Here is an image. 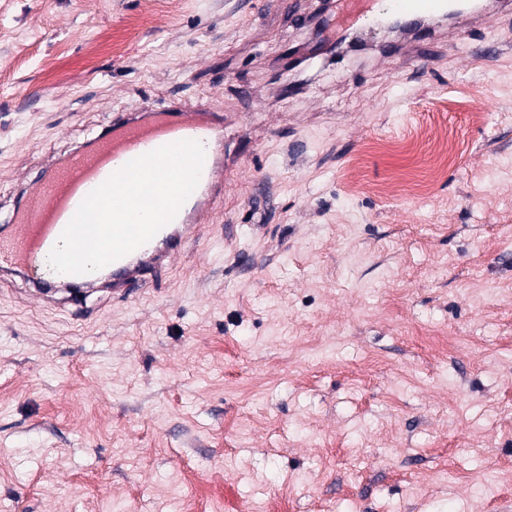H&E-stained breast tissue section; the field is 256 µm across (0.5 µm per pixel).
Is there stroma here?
I'll use <instances>...</instances> for the list:
<instances>
[{
	"label": "stroma",
	"instance_id": "obj_1",
	"mask_svg": "<svg viewBox=\"0 0 512 512\" xmlns=\"http://www.w3.org/2000/svg\"><path fill=\"white\" fill-rule=\"evenodd\" d=\"M335 9L0 0V225L119 112L231 161L143 292L8 278L0 512H512V12L289 70Z\"/></svg>",
	"mask_w": 512,
	"mask_h": 512
}]
</instances>
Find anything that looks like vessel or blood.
Instances as JSON below:
<instances>
[{"instance_id":"1","label":"vessel or blood","mask_w":512,"mask_h":512,"mask_svg":"<svg viewBox=\"0 0 512 512\" xmlns=\"http://www.w3.org/2000/svg\"><path fill=\"white\" fill-rule=\"evenodd\" d=\"M453 0H386L376 11L372 0H338L336 19L356 36L379 28L384 18H431L453 11ZM224 118L216 112H188L174 107L147 113H124L111 133L88 152L73 154L44 181L37 183L17 208L9 229L0 232V279L30 276L36 288L58 283L62 288L106 287L124 298L142 287L149 268L170 264L176 254L210 222L215 200L224 192L227 164L223 144ZM200 142L205 159L196 188L168 222L146 244L106 267L109 280L97 273H54L40 270L84 198L128 162L179 141Z\"/></svg>"}]
</instances>
